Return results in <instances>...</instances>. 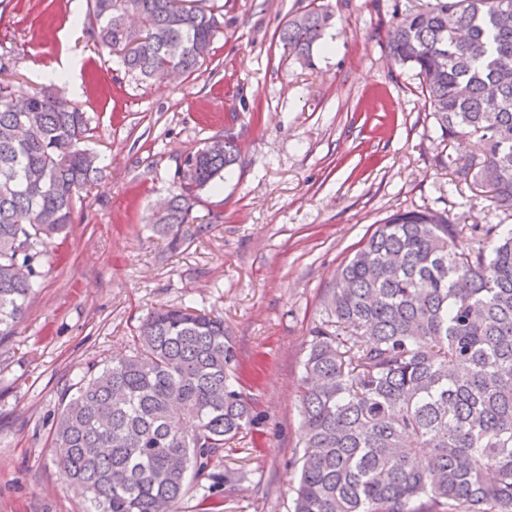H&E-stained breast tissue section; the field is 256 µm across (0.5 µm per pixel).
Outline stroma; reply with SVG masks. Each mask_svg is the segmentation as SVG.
<instances>
[{
  "mask_svg": "<svg viewBox=\"0 0 512 512\" xmlns=\"http://www.w3.org/2000/svg\"><path fill=\"white\" fill-rule=\"evenodd\" d=\"M216 2L223 26L198 70L141 83L75 29L88 0H0L8 81L41 86L77 58L80 88L63 95L86 113L102 168L0 348V512H83L52 441L61 394L127 354L148 312L183 304L223 318L255 417L213 462L232 477L221 512H293L298 382L339 268L398 211L447 214L465 246L471 228H512L442 162L468 159L473 140H442L414 71L389 58L396 0H321L334 24L312 69L278 38L312 0ZM228 132L241 161L201 194L208 231L171 249L151 209L186 154Z\"/></svg>",
  "mask_w": 512,
  "mask_h": 512,
  "instance_id": "stroma-1",
  "label": "stroma"
}]
</instances>
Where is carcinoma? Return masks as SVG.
<instances>
[{
    "instance_id": "1",
    "label": "carcinoma",
    "mask_w": 512,
    "mask_h": 512,
    "mask_svg": "<svg viewBox=\"0 0 512 512\" xmlns=\"http://www.w3.org/2000/svg\"><path fill=\"white\" fill-rule=\"evenodd\" d=\"M88 32L125 73L162 81L202 65L221 27L212 0H90ZM388 42L417 70L441 137H476L460 182L512 212V0H409ZM333 14L288 20L279 41L304 67ZM87 118L48 88L0 79V346L40 285L48 244L99 172ZM231 134L187 154L152 231L183 240L199 193L237 164ZM437 211L377 225L323 299L301 378L302 446L293 512H512V229L459 244ZM255 425L224 320L160 308L130 354L63 396L53 423L60 471L83 512H179L188 474L209 480L224 444Z\"/></svg>"
}]
</instances>
